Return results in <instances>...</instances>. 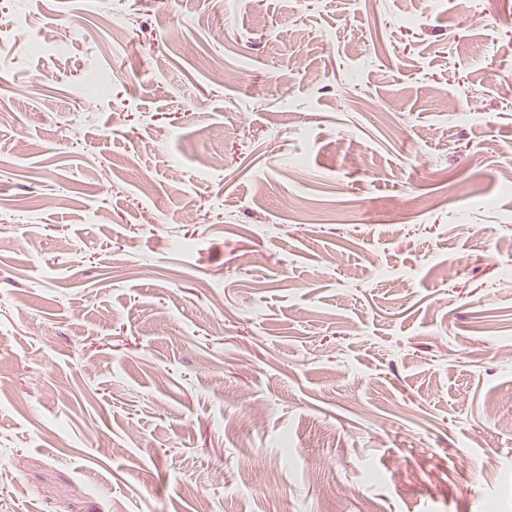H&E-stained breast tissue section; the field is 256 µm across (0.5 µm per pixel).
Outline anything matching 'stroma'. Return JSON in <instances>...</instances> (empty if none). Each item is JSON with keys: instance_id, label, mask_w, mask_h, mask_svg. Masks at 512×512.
Instances as JSON below:
<instances>
[{"instance_id": "1", "label": "stroma", "mask_w": 512, "mask_h": 512, "mask_svg": "<svg viewBox=\"0 0 512 512\" xmlns=\"http://www.w3.org/2000/svg\"><path fill=\"white\" fill-rule=\"evenodd\" d=\"M1 14L0 512H512V0Z\"/></svg>"}]
</instances>
